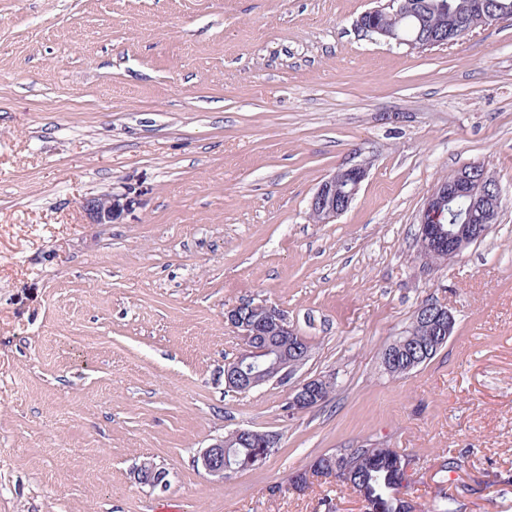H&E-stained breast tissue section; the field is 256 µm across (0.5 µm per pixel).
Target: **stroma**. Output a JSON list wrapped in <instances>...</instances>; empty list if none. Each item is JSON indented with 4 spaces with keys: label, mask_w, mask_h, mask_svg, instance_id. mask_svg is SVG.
Listing matches in <instances>:
<instances>
[{
    "label": "stroma",
    "mask_w": 512,
    "mask_h": 512,
    "mask_svg": "<svg viewBox=\"0 0 512 512\" xmlns=\"http://www.w3.org/2000/svg\"><path fill=\"white\" fill-rule=\"evenodd\" d=\"M373 5L0 0V512H363L335 481L290 483L362 445L407 452L417 512H512V19L412 53L357 29ZM472 163L499 222L426 262L425 197ZM356 164L351 207L313 223L321 182ZM103 193L112 223H86ZM428 299L453 335L387 374ZM249 301L311 352L241 395L225 314ZM320 376L328 401L289 415ZM235 428L279 448L224 480L196 466ZM145 461L165 485L139 483Z\"/></svg>",
    "instance_id": "1"
}]
</instances>
